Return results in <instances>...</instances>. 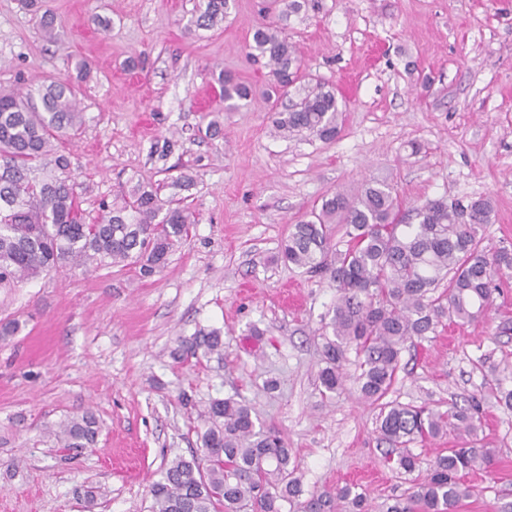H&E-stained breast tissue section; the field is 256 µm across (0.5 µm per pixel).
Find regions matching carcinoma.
Segmentation results:
<instances>
[{"instance_id": "cac0c4a2", "label": "carcinoma", "mask_w": 512, "mask_h": 512, "mask_svg": "<svg viewBox=\"0 0 512 512\" xmlns=\"http://www.w3.org/2000/svg\"><path fill=\"white\" fill-rule=\"evenodd\" d=\"M279 20L308 6V0H276ZM234 0H199L187 29L224 24ZM249 57L270 69L273 81L262 92L274 109L272 130L288 137L308 133L336 138L342 104L336 88L300 74L295 46L283 27L262 22L253 31ZM255 92L231 77L222 81L224 111L250 101ZM83 125L74 86L59 79L21 95L0 89V289L14 288L52 270L130 263L148 277L163 269L187 239L192 213L181 202L161 197L163 184L137 181L113 194L112 203L90 218L81 208L86 188L71 161L53 152V140ZM416 224L405 222L401 203L384 182L355 191H337L298 219L277 258L336 283L338 296L324 334L318 374L323 393L344 386L347 352L359 357L354 377L359 398L380 405L377 431L390 450L384 463L396 471L421 468L409 445L448 432L464 446L444 448L427 463L425 474L381 512H455L473 488L459 474L487 468L491 449L480 447L479 403L439 412L384 401L394 385L404 345L436 332L446 321L465 324L491 307L497 281L512 275V250L483 245L491 223L492 200L466 204L445 198L414 209ZM349 226L346 249L333 247L335 225ZM224 352L221 332L200 330L173 353L208 358ZM202 454L179 456L152 483V512H368L367 499L351 487L302 496V474L293 449L259 423L255 409L232 398L213 400L205 414ZM99 425L86 411L54 432L66 448L92 445Z\"/></svg>"}]
</instances>
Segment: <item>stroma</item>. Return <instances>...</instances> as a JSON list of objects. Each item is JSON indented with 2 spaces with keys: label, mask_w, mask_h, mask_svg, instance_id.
I'll use <instances>...</instances> for the list:
<instances>
[{
  "label": "stroma",
  "mask_w": 512,
  "mask_h": 512,
  "mask_svg": "<svg viewBox=\"0 0 512 512\" xmlns=\"http://www.w3.org/2000/svg\"><path fill=\"white\" fill-rule=\"evenodd\" d=\"M24 0H0V86L81 82L80 135L56 144L96 215L129 180L189 169L188 240L162 272L131 266L50 272L0 291V512H151L149 486L168 461L200 448L202 415L237 396L293 448L306 491L344 485L372 512L413 478L383 465L378 406L354 389L323 399L320 318L336 300L327 276L277 262L292 225L322 198L367 181L394 186L406 208L491 197L484 243L512 248V0H319L286 32L301 72L345 101L334 141L272 132L263 100L228 112L219 75L264 89L248 57L262 0H236L222 28L187 33L196 0H38L57 18L47 41ZM78 80V79H77ZM512 279L491 310L438 328L402 353L389 399L440 411L483 399L487 471L465 475L458 512L512 506ZM263 332L254 339L251 328ZM220 330L222 358L172 353ZM93 411L94 445L66 448L58 426Z\"/></svg>",
  "instance_id": "stroma-1"
}]
</instances>
